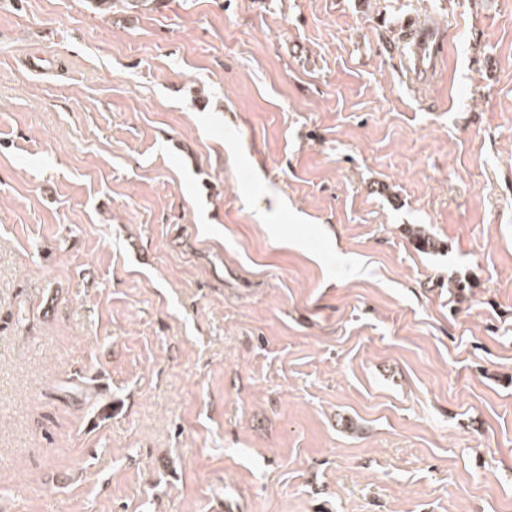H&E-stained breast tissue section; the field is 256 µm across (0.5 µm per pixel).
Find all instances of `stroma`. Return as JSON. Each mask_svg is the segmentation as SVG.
Here are the masks:
<instances>
[{
    "label": "stroma",
    "instance_id": "obj_1",
    "mask_svg": "<svg viewBox=\"0 0 512 512\" xmlns=\"http://www.w3.org/2000/svg\"><path fill=\"white\" fill-rule=\"evenodd\" d=\"M0 512H512V0H0ZM406 28L410 35V51L407 55V66L416 77H427L436 71V57L439 50V39L434 29H417L411 20H407Z\"/></svg>",
    "mask_w": 512,
    "mask_h": 512
}]
</instances>
